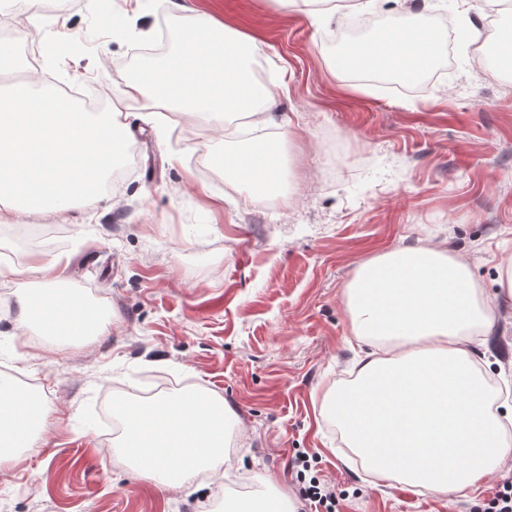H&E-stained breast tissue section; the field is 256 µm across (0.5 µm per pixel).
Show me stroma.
I'll return each mask as SVG.
<instances>
[{"label": "stroma", "instance_id": "obj_1", "mask_svg": "<svg viewBox=\"0 0 512 512\" xmlns=\"http://www.w3.org/2000/svg\"><path fill=\"white\" fill-rule=\"evenodd\" d=\"M17 0H0L14 20L12 72L37 91L104 96L123 108L119 78L142 50L161 43V24L192 27L195 11L252 36L291 127L284 141L288 196L249 204L246 187L201 166L232 137L167 112L129 118L133 167L107 192L88 224L63 225L62 285L108 306V325L82 344L59 348L22 333L12 279L0 278V369L34 381L47 422L36 447L0 464V512H207L225 489L155 485L106 443L100 419L110 400L134 397L158 380L206 388L244 427L231 452L246 470L231 481L268 476L301 496L311 477L336 491V512H487L512 484V461L462 494L436 495L365 476L335 424L321 420L325 390L346 384L361 352L349 334L342 291L363 261L393 246L444 242L465 257L487 292L512 256V76L493 60L470 63L465 44L440 55L436 76L391 87L356 75L343 81L329 62L339 46L370 38L350 13L384 26L393 0H343L328 27L308 9L275 0H52L37 8V41L22 39ZM122 13L126 31L108 21ZM66 26L81 54L31 62ZM0 226V262L23 265L32 230ZM488 379L512 395V302L500 305L480 349ZM309 459L298 471L296 457Z\"/></svg>", "mask_w": 512, "mask_h": 512}]
</instances>
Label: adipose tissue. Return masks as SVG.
I'll use <instances>...</instances> for the list:
<instances>
[{
  "instance_id": "1",
  "label": "adipose tissue",
  "mask_w": 512,
  "mask_h": 512,
  "mask_svg": "<svg viewBox=\"0 0 512 512\" xmlns=\"http://www.w3.org/2000/svg\"><path fill=\"white\" fill-rule=\"evenodd\" d=\"M439 39L401 8L396 24L372 43L337 54L339 77L360 70L397 74L411 83L435 65ZM257 44L201 12L180 40L173 62H156L123 77L124 97L142 109L172 108L208 124L227 115L254 127L285 129L269 110L273 91L251 67ZM127 115L92 121L68 95L36 92L14 81L0 95V224H25L36 214L70 224L91 218L121 144ZM225 174L275 203L286 197L284 159L277 146L243 139L217 159ZM62 257L30 254L24 266L0 265L13 278L19 320L58 345L92 338L106 328L83 297L59 287ZM488 295L468 262L428 245L396 247L361 264L344 290L350 333L366 344L349 384L329 389L320 417L340 430L382 478L433 494L473 488L512 457V402L492 404L487 375L472 347L493 327L500 300H512V259L500 265ZM120 451L127 465L153 483L181 488L203 471L220 472L235 416L221 397L186 390L116 406ZM46 422L39 399L0 377V463L32 447ZM212 512H296L287 490L262 477L246 498L228 497Z\"/></svg>"
}]
</instances>
